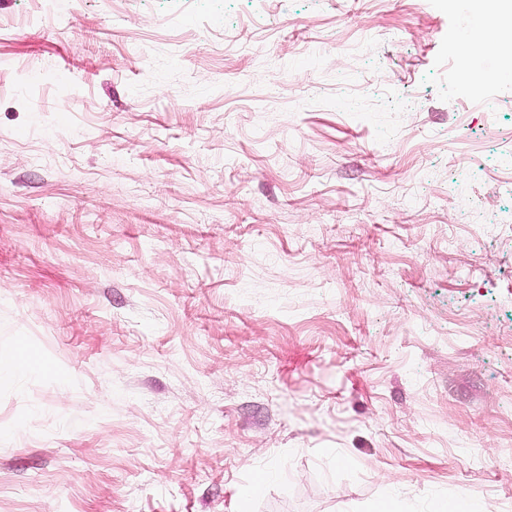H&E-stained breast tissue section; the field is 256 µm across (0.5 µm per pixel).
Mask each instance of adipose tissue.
I'll return each mask as SVG.
<instances>
[{
  "mask_svg": "<svg viewBox=\"0 0 512 512\" xmlns=\"http://www.w3.org/2000/svg\"><path fill=\"white\" fill-rule=\"evenodd\" d=\"M473 27L462 43L471 76L481 73L480 62L488 54L507 60L497 71L500 79L512 77V0H467Z\"/></svg>",
  "mask_w": 512,
  "mask_h": 512,
  "instance_id": "obj_1",
  "label": "adipose tissue"
}]
</instances>
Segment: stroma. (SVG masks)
<instances>
[{"instance_id":"35a3bbf8","label":"stroma","mask_w":512,"mask_h":512,"mask_svg":"<svg viewBox=\"0 0 512 512\" xmlns=\"http://www.w3.org/2000/svg\"><path fill=\"white\" fill-rule=\"evenodd\" d=\"M470 25L0 0V512H512V79L460 92Z\"/></svg>"}]
</instances>
